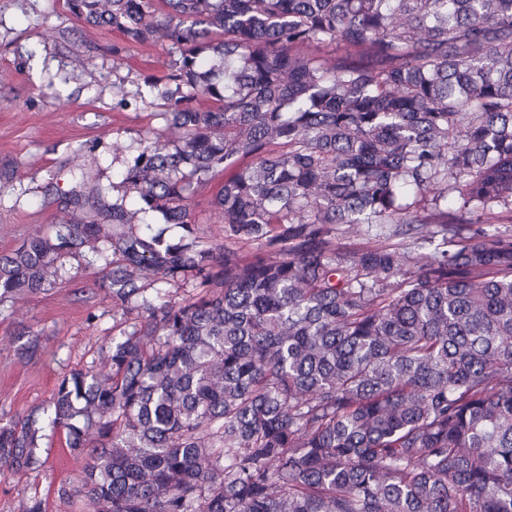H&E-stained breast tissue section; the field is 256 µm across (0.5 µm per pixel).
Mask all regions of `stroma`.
Listing matches in <instances>:
<instances>
[{"label": "stroma", "mask_w": 512, "mask_h": 512, "mask_svg": "<svg viewBox=\"0 0 512 512\" xmlns=\"http://www.w3.org/2000/svg\"><path fill=\"white\" fill-rule=\"evenodd\" d=\"M168 59V46L135 48L119 33L85 26L66 0H0V254L64 214L74 170L111 189L120 169L113 143L163 125L135 99ZM117 84L129 104L114 98ZM102 276L101 263L68 255L51 290L29 296L17 312L0 304V417L45 407L64 376L103 361L120 315ZM26 326L42 335L30 361L16 354ZM59 439L42 437L40 468H0V512H24L32 499L46 512H73L57 489L79 477L83 462L59 454Z\"/></svg>", "instance_id": "1"}]
</instances>
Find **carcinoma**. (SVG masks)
<instances>
[{"instance_id": "1", "label": "carcinoma", "mask_w": 512, "mask_h": 512, "mask_svg": "<svg viewBox=\"0 0 512 512\" xmlns=\"http://www.w3.org/2000/svg\"><path fill=\"white\" fill-rule=\"evenodd\" d=\"M67 8L169 44L139 93L164 126L118 172L135 207L78 175L74 217L0 255L15 304L88 250L122 318L0 419V466L64 429L82 512H512V235L485 228L512 224V0ZM219 176L220 240L190 209ZM362 224L443 248L336 247Z\"/></svg>"}]
</instances>
